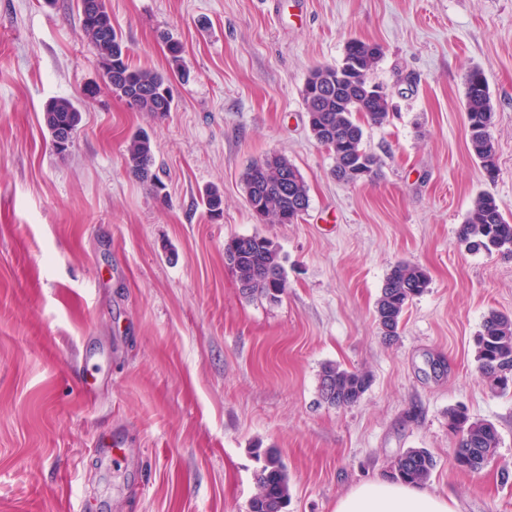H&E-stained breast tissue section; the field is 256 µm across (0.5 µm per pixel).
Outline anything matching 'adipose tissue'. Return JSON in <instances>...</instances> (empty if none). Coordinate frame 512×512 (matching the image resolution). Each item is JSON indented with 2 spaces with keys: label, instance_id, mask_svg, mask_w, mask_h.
<instances>
[{
  "label": "adipose tissue",
  "instance_id": "adipose-tissue-1",
  "mask_svg": "<svg viewBox=\"0 0 512 512\" xmlns=\"http://www.w3.org/2000/svg\"><path fill=\"white\" fill-rule=\"evenodd\" d=\"M334 512H458V503L419 485L374 479L339 498Z\"/></svg>",
  "mask_w": 512,
  "mask_h": 512
}]
</instances>
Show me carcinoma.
Returning a JSON list of instances; mask_svg holds the SVG:
<instances>
[{
	"label": "carcinoma",
	"instance_id": "cac0c4a2",
	"mask_svg": "<svg viewBox=\"0 0 512 512\" xmlns=\"http://www.w3.org/2000/svg\"><path fill=\"white\" fill-rule=\"evenodd\" d=\"M82 14V38L98 54L104 76L112 90L137 112L164 115L173 108L168 77L156 70L135 67L130 50L112 25L105 0H78ZM382 57L376 43L352 38L343 58L336 65L314 67L302 89V99L313 139L334 161L333 175L340 182L353 183L360 174H379L381 160L364 142L363 123L383 125L389 116V97L374 96L371 73ZM481 70L474 68L465 77V130L470 153L480 161L489 179L496 176V147L493 135L494 112L487 82L475 80ZM53 148L62 154L72 145L82 114L70 99L50 102L43 113ZM126 165L139 181L156 185L154 151L150 136L133 134L126 145ZM247 203L260 222L293 224L309 207L308 187L300 170L287 157L272 153L250 165L243 175ZM207 210L222 213L224 195L217 187L203 197ZM459 241L470 250L488 254L512 255V220L489 194L477 196L458 232ZM227 259L234 263L242 294H259L279 299L288 285L279 249L258 235L236 236L224 246ZM430 284L427 271L416 264L399 262L387 273L375 302V319L382 336H399L402 318L409 303L423 294ZM476 358L481 377L497 394L512 388L504 379L512 378V317L490 311L476 339ZM369 387L368 374L337 364L323 365L320 396L332 405L356 404ZM448 423L456 424L453 448L455 464L477 471L492 458L500 442L496 426L487 420L459 415L448 410ZM255 474L257 492L250 512H284L290 499L287 466L280 452L267 448ZM436 467L434 457L423 448H412L391 465L390 477L409 484L427 481Z\"/></svg>",
	"mask_w": 512,
	"mask_h": 512
}]
</instances>
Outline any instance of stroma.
<instances>
[{
  "mask_svg": "<svg viewBox=\"0 0 512 512\" xmlns=\"http://www.w3.org/2000/svg\"><path fill=\"white\" fill-rule=\"evenodd\" d=\"M106 4L132 61L168 73L166 115L113 93L77 0H0V512H249L268 447L287 465L286 512H333L411 448L434 456L426 487L459 512H512V394L491 392L474 346L489 311L512 316V257L457 238L480 193L512 214V0ZM353 37L382 48L371 78L390 115L365 128L381 176L350 185L310 136L301 90ZM475 67L492 181L465 135ZM58 98L82 114L63 155L43 122ZM139 129L158 193L125 164ZM272 153L307 183L297 223H258L247 203L243 174ZM255 233L283 258L275 302L244 297L224 260ZM400 261L430 286L389 341L374 306ZM329 362L368 373L358 403L320 399ZM457 406L500 434L482 470L453 462Z\"/></svg>",
  "mask_w": 512,
  "mask_h": 512,
  "instance_id": "35a3bbf8",
  "label": "stroma"
}]
</instances>
